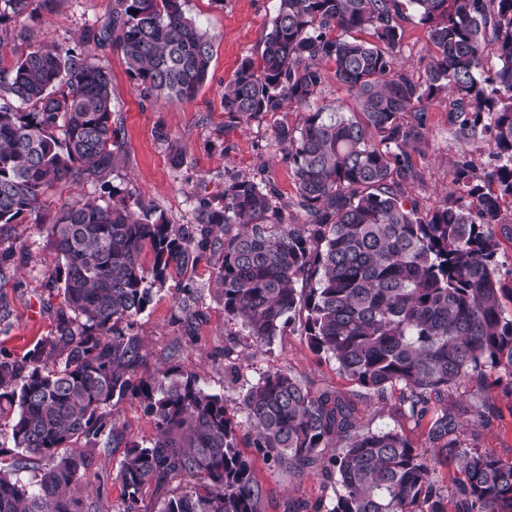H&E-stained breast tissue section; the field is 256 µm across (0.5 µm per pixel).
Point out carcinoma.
Wrapping results in <instances>:
<instances>
[{"mask_svg":"<svg viewBox=\"0 0 512 512\" xmlns=\"http://www.w3.org/2000/svg\"><path fill=\"white\" fill-rule=\"evenodd\" d=\"M59 2L0 0V28ZM409 20L425 32L422 76L398 64ZM85 38L117 51L146 99L194 98L214 57L189 0H115ZM490 47L495 71L484 67ZM331 79L351 111L313 106ZM441 94L457 132L486 138L493 162L479 172L454 160V190L422 213L407 191L421 180L410 151L425 145L427 103ZM294 105L309 109L301 126L280 123L275 137L301 223H284L276 188L249 177L197 198L189 224L169 223L131 190L66 200L47 222L48 194L102 179L123 148L112 75L99 57L58 45L0 69V225H42L66 306L54 339L20 358L0 348L14 448L46 461L34 482L18 476L21 460L0 469V512H99L83 481L90 456L73 445L109 440L124 447L117 512H140L148 488L174 480L159 512H262L267 490L242 444L273 470H319L323 494L285 512H448L440 467L454 470L456 512H512V461L475 443L483 416L465 425L448 412V393L468 377L512 397L495 234L512 205V0H278L257 57L224 84L223 107L247 125ZM208 253L228 340L234 326L258 349L298 333L378 403L399 390L395 412L428 420V447L360 427L336 391L287 368L247 383L238 419L182 369L179 349L146 370L144 338L121 325L146 310L153 286ZM178 291L190 327L198 287ZM125 399L153 424L149 444L125 434Z\"/></svg>","mask_w":512,"mask_h":512,"instance_id":"obj_1","label":"carcinoma"}]
</instances>
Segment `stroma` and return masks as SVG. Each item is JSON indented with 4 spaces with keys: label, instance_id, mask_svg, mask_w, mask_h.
Returning a JSON list of instances; mask_svg holds the SVG:
<instances>
[{
    "label": "stroma",
    "instance_id": "1",
    "mask_svg": "<svg viewBox=\"0 0 512 512\" xmlns=\"http://www.w3.org/2000/svg\"><path fill=\"white\" fill-rule=\"evenodd\" d=\"M114 0H62L55 14L32 20L37 43L75 45L86 28L101 25ZM277 8L276 0H190L189 10L215 38L214 57L204 87L191 100L168 103L143 100L130 80L120 54L103 51L100 58L112 73L114 101L121 112L124 145L105 183L77 181L62 197H50L48 213H55L61 199L96 196L102 186L136 191L163 212L170 223H191L196 195L214 192L230 177L245 176L275 184L283 199H292L297 188L282 149L274 138V127L282 122L300 125L306 111L294 107L250 124L233 122L224 111V85L241 61L254 55L268 31ZM428 146L412 156L422 173L421 182L411 184L409 194L419 208L429 210L450 189L448 163L458 156L471 158L477 167L489 164L484 141L461 139L449 120L448 98L432 99L427 112ZM183 153L182 165H174V153ZM14 251V261L0 269V294L7 299L9 330L0 334V348L22 355L55 335L56 314L63 308V294L52 280L55 253L37 224H15L0 229V252ZM213 260L205 256L192 271L202 293L197 300L204 319L193 335H186L175 303V282H168L153 295L148 308L138 316L135 332L148 344L151 359L176 347L183 369L194 374L209 393L223 396L228 409H235L241 383L224 377V305L210 285ZM255 365L245 379L257 371L289 368L316 385L336 389L355 401L362 423L370 429L392 428L409 441L424 444L426 425L414 424L362 400L361 388L340 372L335 363L316 355L304 337L282 336L257 353ZM468 409H479L489 423L479 432L478 445L505 460H512V399L500 390H485L476 381H465L459 389ZM93 466L85 480L98 491L101 512H117L122 487L115 478L122 449L93 448ZM255 473L268 491L263 512H284L288 500L313 499L321 493L318 471L295 477L269 469L262 459L254 461Z\"/></svg>",
    "mask_w": 512,
    "mask_h": 512
}]
</instances>
